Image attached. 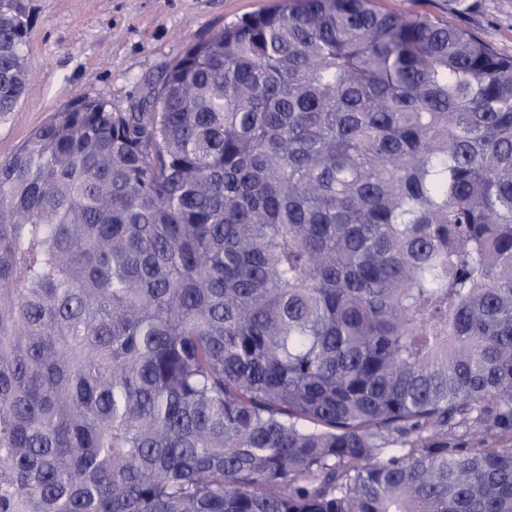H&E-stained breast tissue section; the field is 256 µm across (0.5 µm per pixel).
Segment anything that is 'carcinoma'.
Instances as JSON below:
<instances>
[{
    "mask_svg": "<svg viewBox=\"0 0 512 512\" xmlns=\"http://www.w3.org/2000/svg\"><path fill=\"white\" fill-rule=\"evenodd\" d=\"M32 23L0 0L1 117ZM0 512H512V56L282 0L33 129Z\"/></svg>",
    "mask_w": 512,
    "mask_h": 512,
    "instance_id": "obj_1",
    "label": "carcinoma"
}]
</instances>
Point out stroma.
Returning <instances> with one entry per match:
<instances>
[{
	"label": "stroma",
	"instance_id": "1",
	"mask_svg": "<svg viewBox=\"0 0 512 512\" xmlns=\"http://www.w3.org/2000/svg\"><path fill=\"white\" fill-rule=\"evenodd\" d=\"M280 0H27L34 22L26 53L33 75L13 112L0 117V161L79 93L119 111L194 42ZM384 11L407 10L467 28L512 56V0H479L465 17L446 0H376Z\"/></svg>",
	"mask_w": 512,
	"mask_h": 512
}]
</instances>
